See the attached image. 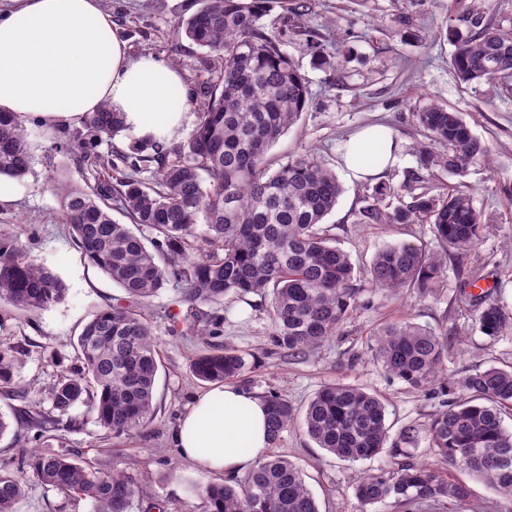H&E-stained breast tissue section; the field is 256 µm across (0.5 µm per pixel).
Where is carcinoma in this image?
Returning a JSON list of instances; mask_svg holds the SVG:
<instances>
[{
    "label": "carcinoma",
    "instance_id": "cac0c4a2",
    "mask_svg": "<svg viewBox=\"0 0 512 512\" xmlns=\"http://www.w3.org/2000/svg\"><path fill=\"white\" fill-rule=\"evenodd\" d=\"M272 0H201L178 21L185 37L208 49L202 63L210 74L199 87L193 134L170 147L135 140L127 148L96 151L99 138L112 140L128 130L109 105L88 114L73 143L94 184L85 188L54 182L67 224L84 259L121 288L128 303L99 310L78 336L81 368L49 387L48 413L27 415L42 432L78 404L116 437L146 426L154 413L159 351L141 307L172 279L184 283L178 303L184 313L173 323L189 332L207 319L223 324L215 311L248 294L271 296L269 317L275 346L306 355L320 346L356 306L359 288L349 255L333 245L321 224L333 211L343 186L336 173L306 150L270 170L271 147L297 124L308 104V81L282 50L285 34L263 18ZM474 32L456 37L452 66L460 84L475 89L512 77V30L471 21ZM306 47L319 65L331 66L315 29H304ZM426 141L418 149L420 168L465 176L486 164L490 148L464 119L441 106L415 113ZM31 156L23 121L0 113V176L20 178ZM373 204L362 212L368 224L426 222L435 238L463 263L484 238L487 225L464 182L443 197L414 192L412 186L382 183ZM118 212L129 220L112 219ZM204 230L197 233L199 219ZM156 232L147 247L135 229ZM200 237L202 251L185 254L187 240ZM447 258L411 244L387 245L369 266L371 283L387 290L415 289L433 294L445 276ZM66 288L51 272L34 266L22 249L0 245V304L34 313L61 301ZM477 329L494 341L512 329V316L489 293L476 295ZM456 333L410 321H394L374 334L373 358L408 389L448 397L427 424H408L389 440L386 407L374 393L354 385L320 389L304 413L306 434L327 453L351 463L381 453L389 464L366 472L355 488L366 505L390 504L399 512H434L469 506L471 490L448 480L447 468L483 479L512 501V428L503 416L512 411V367L489 366L460 378L445 372ZM23 349L0 347V396L26 399L19 381ZM259 357L230 344L210 345L192 360L194 377L204 383H252ZM270 444L293 422L287 398L271 392ZM437 457L430 466L412 462L421 443ZM26 472L41 485L91 500L95 512H129L133 501L167 512L151 501L142 480L123 471H105L79 455L51 450L30 455ZM25 477L0 464V512H14L24 496ZM204 512H320L300 466L283 455H269L241 480L197 489Z\"/></svg>",
    "mask_w": 512,
    "mask_h": 512
}]
</instances>
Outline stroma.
<instances>
[{"label": "stroma", "mask_w": 512, "mask_h": 512, "mask_svg": "<svg viewBox=\"0 0 512 512\" xmlns=\"http://www.w3.org/2000/svg\"><path fill=\"white\" fill-rule=\"evenodd\" d=\"M296 0H275L265 24L285 31L284 48L305 74L309 107L299 123L268 154L270 163L305 150L328 167L337 168L345 140L359 129L386 126L400 146L396 163L383 182L401 186L418 172L417 145L424 136L414 114L435 104L459 112L472 131L491 148L488 165L471 170L465 179L437 171L416 183L417 191L443 195L466 182L474 204L491 231L464 262L448 268L434 294L373 287L368 270L374 254L388 244L441 245L428 224H366L362 211L371 204L374 183L343 179L344 191L323 228L336 246L350 254L360 288L356 310L317 351L293 356L270 340L267 300L250 294L225 306L216 344H231L257 354L262 364L254 374L252 392H276L295 408L293 423L275 451L297 462L316 497L320 512H396L361 503L355 486L386 456L348 463L329 455L305 434L303 418L309 400L328 383L354 384L379 395L387 404L390 437L410 423H428L440 399L408 390L388 376L369 350L372 335L385 323L408 320L437 330L455 331L460 339L446 367L461 376L471 369L512 365V330L489 341L474 326L477 303L464 295L460 280L478 285L512 314V81L484 84L473 90L460 85L451 64L454 50L449 30L469 34V12L486 21L512 27V0H309L304 20H296ZM112 20L123 32L132 54L149 52L174 62L189 89L206 78L200 62L206 54L177 33L179 18L189 16L198 0H104ZM318 30L334 68L316 66L305 47L301 28ZM31 164L21 178L9 180L13 200L0 205V243H15L32 263L55 274L64 284V299L31 315L0 305V344L24 350L20 376L29 390L26 401L0 398V415L11 430L0 437V462L20 463L30 453L51 449L81 452L104 470L146 477L154 499L168 512H203L193 488L211 483L200 468L181 459L172 435L193 397L204 390L190 373V362L204 348L203 337L173 329L169 319L183 285L170 281L146 310L154 327L160 363L156 378V409L148 425L121 437L105 434L85 406H76L71 425L46 434L25 423V412L49 411L41 391L80 365L77 337L82 325L113 299L117 288L99 269L83 259L61 218L59 197L51 179L83 187L93 178L70 143L76 125L46 129L25 124ZM15 512H94L90 500L29 483Z\"/></svg>", "instance_id": "obj_1"}]
</instances>
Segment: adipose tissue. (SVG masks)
Segmentation results:
<instances>
[{"instance_id":"obj_1","label":"adipose tissue","mask_w":512,"mask_h":512,"mask_svg":"<svg viewBox=\"0 0 512 512\" xmlns=\"http://www.w3.org/2000/svg\"><path fill=\"white\" fill-rule=\"evenodd\" d=\"M105 103L140 138L159 143L172 139L190 109L182 73L154 55H132L103 0H0V112L52 129ZM397 154L388 130L373 126L348 139L340 164L358 181L380 176ZM267 422L263 398L215 384L194 398L173 441L186 461L233 478L262 457Z\"/></svg>"}]
</instances>
